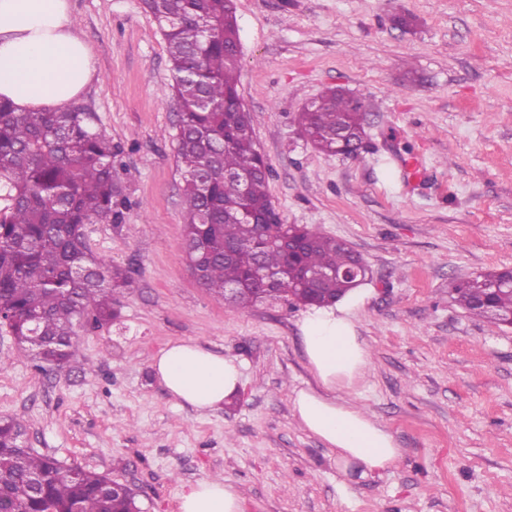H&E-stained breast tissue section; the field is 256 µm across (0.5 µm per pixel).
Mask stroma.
I'll return each mask as SVG.
<instances>
[{
  "label": "stroma",
  "instance_id": "obj_1",
  "mask_svg": "<svg viewBox=\"0 0 512 512\" xmlns=\"http://www.w3.org/2000/svg\"><path fill=\"white\" fill-rule=\"evenodd\" d=\"M235 5L239 93L274 205L370 269L357 325L371 366L345 396L391 431L401 459L362 473L295 418L293 391L316 384L304 307L239 312L192 278L173 73L142 0H70L96 71L75 104L122 147L131 201L122 223L87 225V240L132 284L117 321L80 332L67 368L37 366L0 331V417L23 421L39 453L128 484L142 512H178L201 479L236 486L242 512H512V329L449 297L454 280L512 265V0ZM334 87L364 99L374 153L327 155L300 136L297 113ZM182 339L242 364L235 399L201 413L162 387L152 359Z\"/></svg>",
  "mask_w": 512,
  "mask_h": 512
}]
</instances>
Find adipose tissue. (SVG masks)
Masks as SVG:
<instances>
[{"label":"adipose tissue","instance_id":"adipose-tissue-1","mask_svg":"<svg viewBox=\"0 0 512 512\" xmlns=\"http://www.w3.org/2000/svg\"><path fill=\"white\" fill-rule=\"evenodd\" d=\"M94 75L90 48L68 0H0V97L22 110L62 109ZM368 295L359 288L333 306L303 315L300 339L318 385L296 390L292 404L300 424L337 461L374 472L395 466L401 450L388 428L337 395L363 380L370 366L356 323ZM152 367L169 394L200 412L219 408L242 383L240 363L192 339L167 345ZM179 512H241V496L233 485L202 479L183 490Z\"/></svg>","mask_w":512,"mask_h":512}]
</instances>
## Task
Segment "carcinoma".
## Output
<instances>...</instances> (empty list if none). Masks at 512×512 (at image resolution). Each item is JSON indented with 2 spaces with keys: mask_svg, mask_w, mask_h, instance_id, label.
Segmentation results:
<instances>
[{
  "mask_svg": "<svg viewBox=\"0 0 512 512\" xmlns=\"http://www.w3.org/2000/svg\"><path fill=\"white\" fill-rule=\"evenodd\" d=\"M157 22L171 62L180 112L176 163L183 179L187 259L201 285L244 310L264 300L249 281L275 278L272 299L326 305L358 287L339 278L314 293L301 273L310 268L366 269L346 242L316 227L259 224L250 215L274 210L268 163L260 157L250 117L238 114L239 29L234 0H143ZM304 137L328 155H360L364 113L345 92L327 90L300 112ZM121 149L95 116L72 105L60 111L19 112L0 98V312L17 344L57 368L70 361L79 330L120 317L129 270L92 251L88 224H119L126 208L114 177ZM484 273L454 285L451 300L492 326L512 316V291L494 294ZM40 314V343L27 340L31 314ZM26 430L0 419V512H141L135 497L112 489V478L85 468L70 475L48 455L25 448Z\"/></svg>",
  "mask_w": 512,
  "mask_h": 512,
  "instance_id": "carcinoma-1",
  "label": "carcinoma"
}]
</instances>
